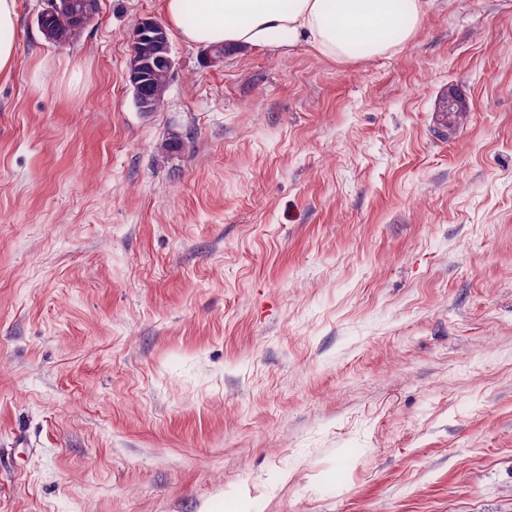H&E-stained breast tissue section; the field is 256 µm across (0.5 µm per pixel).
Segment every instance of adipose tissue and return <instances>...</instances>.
Instances as JSON below:
<instances>
[{
	"label": "adipose tissue",
	"mask_w": 512,
	"mask_h": 512,
	"mask_svg": "<svg viewBox=\"0 0 512 512\" xmlns=\"http://www.w3.org/2000/svg\"><path fill=\"white\" fill-rule=\"evenodd\" d=\"M434 0H163L168 27L190 44L290 46L308 34L323 55L373 57L409 42ZM194 23H186L187 10ZM18 0H0V76L17 64Z\"/></svg>",
	"instance_id": "obj_1"
}]
</instances>
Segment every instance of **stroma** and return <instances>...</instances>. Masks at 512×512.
I'll use <instances>...</instances> for the list:
<instances>
[{
    "mask_svg": "<svg viewBox=\"0 0 512 512\" xmlns=\"http://www.w3.org/2000/svg\"><path fill=\"white\" fill-rule=\"evenodd\" d=\"M43 7L0 77V512H512V0L352 61L175 36L149 114L162 0L65 47ZM148 33L142 34L138 39H132L131 49L132 54L136 53L138 55H141L143 52L144 54L148 55L150 58L151 63L155 67V69L158 71L160 67L157 65V56L153 52H151V39L148 37ZM157 71H154L150 67L147 68V70L144 71L145 75L140 77L141 83V91L145 94H151L155 93L156 91V82L154 81L157 76ZM450 95L444 98L440 112L448 117L449 126H463L468 122L470 112L467 99L456 89H452Z\"/></svg>",
    "mask_w": 512,
    "mask_h": 512,
    "instance_id": "stroma-1",
    "label": "stroma"
}]
</instances>
